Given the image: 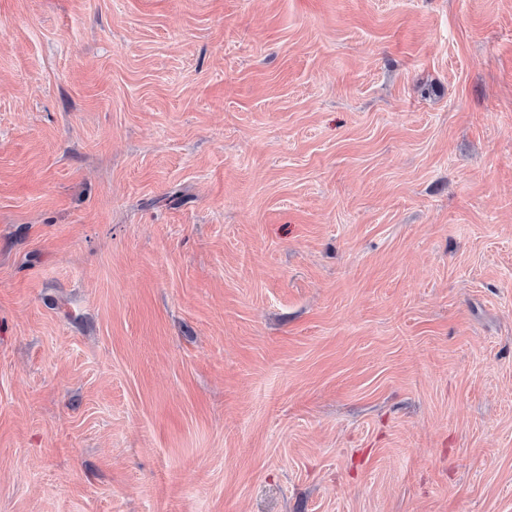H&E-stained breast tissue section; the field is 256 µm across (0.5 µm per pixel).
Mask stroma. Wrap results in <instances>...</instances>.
I'll return each mask as SVG.
<instances>
[{
	"instance_id": "1",
	"label": "stroma",
	"mask_w": 512,
	"mask_h": 512,
	"mask_svg": "<svg viewBox=\"0 0 512 512\" xmlns=\"http://www.w3.org/2000/svg\"><path fill=\"white\" fill-rule=\"evenodd\" d=\"M0 512H512V0H0Z\"/></svg>"
}]
</instances>
